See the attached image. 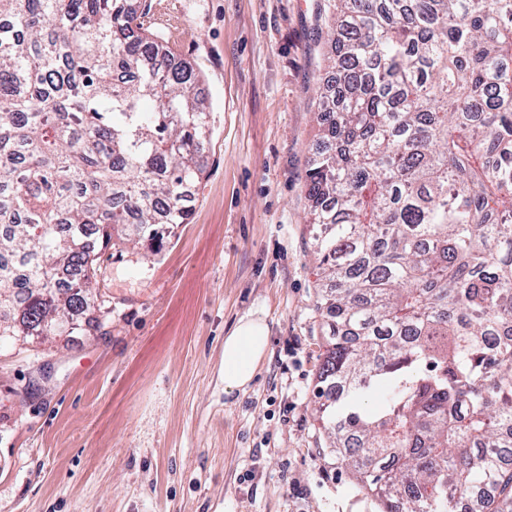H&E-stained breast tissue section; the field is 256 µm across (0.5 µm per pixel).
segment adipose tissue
Instances as JSON below:
<instances>
[{
  "label": "adipose tissue",
  "mask_w": 512,
  "mask_h": 512,
  "mask_svg": "<svg viewBox=\"0 0 512 512\" xmlns=\"http://www.w3.org/2000/svg\"><path fill=\"white\" fill-rule=\"evenodd\" d=\"M269 347V328L263 318L241 317L224 338V387L228 390L249 386Z\"/></svg>",
  "instance_id": "adipose-tissue-1"
}]
</instances>
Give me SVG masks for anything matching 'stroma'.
<instances>
[{
  "instance_id": "stroma-1",
  "label": "stroma",
  "mask_w": 512,
  "mask_h": 512,
  "mask_svg": "<svg viewBox=\"0 0 512 512\" xmlns=\"http://www.w3.org/2000/svg\"><path fill=\"white\" fill-rule=\"evenodd\" d=\"M325 0H130L209 104L188 223L117 241L72 334L0 345V512H380L325 451L308 158ZM263 312L251 386L224 338Z\"/></svg>"
}]
</instances>
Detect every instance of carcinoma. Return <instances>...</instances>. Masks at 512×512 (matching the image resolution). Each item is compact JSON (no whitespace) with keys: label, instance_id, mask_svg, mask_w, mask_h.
<instances>
[{"label":"carcinoma","instance_id":"carcinoma-1","mask_svg":"<svg viewBox=\"0 0 512 512\" xmlns=\"http://www.w3.org/2000/svg\"><path fill=\"white\" fill-rule=\"evenodd\" d=\"M308 162L329 454L381 512H512V0H332ZM0 312L56 334L186 223L206 98L129 0H0Z\"/></svg>","mask_w":512,"mask_h":512}]
</instances>
